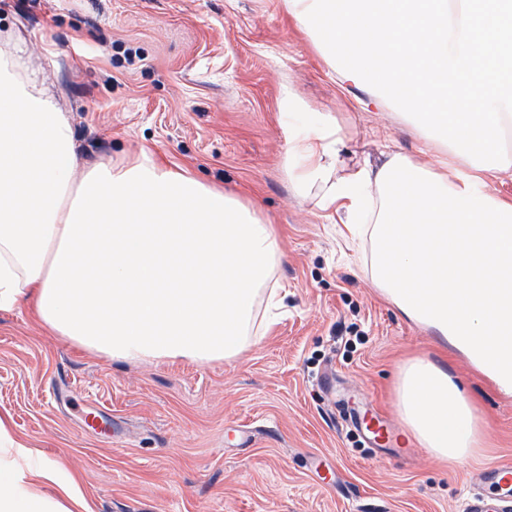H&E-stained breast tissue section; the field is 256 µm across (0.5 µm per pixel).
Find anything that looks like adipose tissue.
I'll list each match as a JSON object with an SVG mask.
<instances>
[{
	"label": "adipose tissue",
	"mask_w": 512,
	"mask_h": 512,
	"mask_svg": "<svg viewBox=\"0 0 512 512\" xmlns=\"http://www.w3.org/2000/svg\"><path fill=\"white\" fill-rule=\"evenodd\" d=\"M362 107L398 103L416 153L345 162L331 113L288 131V176L316 194L365 270L409 320L433 328L512 393V0H281ZM280 257L272 224L148 150L76 169L73 127L0 32V310L124 362L230 360L259 343ZM410 434L456 465L485 446L481 416L431 361L401 373ZM0 512H91L64 458L0 412Z\"/></svg>",
	"instance_id": "obj_1"
}]
</instances>
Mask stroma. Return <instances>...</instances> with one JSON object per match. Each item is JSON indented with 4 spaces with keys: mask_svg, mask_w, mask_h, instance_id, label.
I'll return each mask as SVG.
<instances>
[{
    "mask_svg": "<svg viewBox=\"0 0 512 512\" xmlns=\"http://www.w3.org/2000/svg\"><path fill=\"white\" fill-rule=\"evenodd\" d=\"M70 120L79 165L152 151L275 224L281 314L231 360L126 363L0 311V411L65 458L93 512H463L483 468L512 459V395L403 317L335 219L298 202L286 129L332 113L347 158L418 144L392 112L360 110L280 0H0V31ZM293 90L309 109L281 105ZM424 356L485 419L483 458L451 467L407 435L396 398ZM384 414L367 442L350 410ZM97 416L102 433L86 430Z\"/></svg>",
    "mask_w": 512,
    "mask_h": 512,
    "instance_id": "obj_1",
    "label": "stroma"
}]
</instances>
